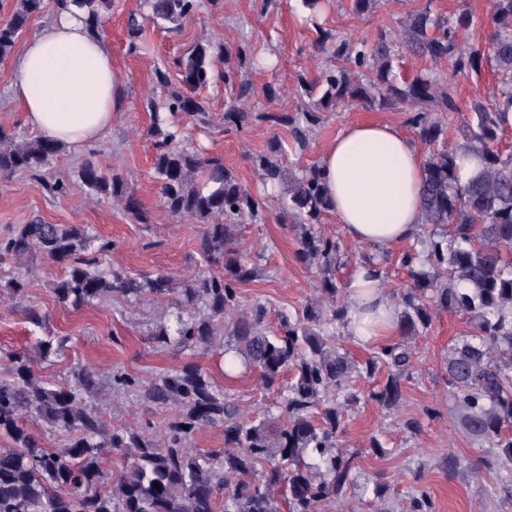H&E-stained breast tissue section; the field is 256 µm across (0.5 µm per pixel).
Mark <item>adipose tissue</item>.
Wrapping results in <instances>:
<instances>
[{"label":"adipose tissue","mask_w":512,"mask_h":512,"mask_svg":"<svg viewBox=\"0 0 512 512\" xmlns=\"http://www.w3.org/2000/svg\"><path fill=\"white\" fill-rule=\"evenodd\" d=\"M121 86L108 42L73 5L57 9L25 41L11 67V94L26 124L65 144H92L105 134ZM320 168L332 213L350 239L384 251L420 232L423 159L399 129L352 124L328 145ZM346 313L351 333L361 340L398 333L390 301L365 269L353 274Z\"/></svg>","instance_id":"obj_1"}]
</instances>
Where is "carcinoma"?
Masks as SVG:
<instances>
[{
	"instance_id": "cac0c4a2",
	"label": "carcinoma",
	"mask_w": 512,
	"mask_h": 512,
	"mask_svg": "<svg viewBox=\"0 0 512 512\" xmlns=\"http://www.w3.org/2000/svg\"><path fill=\"white\" fill-rule=\"evenodd\" d=\"M85 9L97 32H105L109 0H71ZM432 0L407 12L400 22L399 40L385 36L372 45L341 39L319 29L314 54H330L349 62L326 69L312 81L297 78L303 93L322 96L292 128L294 142L303 147L319 112L341 103L371 105L400 100L430 104L439 117L418 112L411 117L421 140L432 147L424 160L421 199L424 232L402 258L410 282L397 291L401 339L382 345L358 366L335 346L333 325L348 324L346 309L337 304L339 245L312 227L331 211V202L313 164L289 177L288 208L283 215L303 228L299 251L320 270V288L331 300L322 312L305 307L302 315L281 317L278 330L265 331V307L250 315L241 309L239 285L258 277L257 267L235 246V234L246 220L260 217L262 200L224 166L221 156H208L188 147H174L182 129L169 121L181 112L200 124L210 121L195 90L213 79L212 46L196 45L177 62L181 83L166 85L169 113L153 112L156 143L152 169L163 208L173 217L188 216L201 223L198 247L202 257L222 264L224 272L201 275L177 286L165 272L130 277L103 261L110 241L78 224H20L0 237V263L26 256L61 266L53 283L58 303L79 310L107 296L134 302L144 296L170 299L174 308L167 322L151 332L159 348H208L215 326L227 321V341L221 354L228 376L258 374L267 389L280 392L282 420L275 429L266 422H243L235 403L210 374L193 365L166 372L145 387L139 377L118 370L114 382L141 390L159 406L174 404L180 413L167 421L163 439L145 429L108 428L89 399L94 374L76 369L71 378L51 382L42 378L37 361L62 356L69 337L53 334L38 343L39 360L26 350H1L0 512H280L274 488L286 491L288 512H325L351 491H372L385 497L384 478L373 486L360 481L356 455L343 454L337 441L343 433L340 405L357 403L362 393L351 385L353 375L370 377L386 370L385 381L368 398L386 409L404 400L411 377L413 351L405 337L431 326L432 311L459 313L471 331L448 352L450 399L460 426L485 449L484 468L495 469L502 459L512 463V155L502 154L498 141L508 127L504 101L512 102V0H493L485 47L459 46L461 31L472 25L464 9L450 22L433 13ZM45 0H15L8 20L0 23V61L8 59L30 19ZM152 14L179 25L193 16L196 0H144ZM434 63L448 61L454 71L478 70L483 60L495 63L497 88L489 105H478L467 142L444 146L448 124L459 112L447 89L430 75L417 74L398 86L392 74L394 45ZM224 120L238 129L251 115L229 104ZM64 145L41 135L20 141L0 130V177L18 173L40 175ZM476 153L478 171L466 174L460 155ZM264 187H275L282 175L277 160L256 159ZM78 177L99 198L117 200L136 222L149 223L139 198L125 180L101 160H87ZM292 372L290 381L283 380ZM38 421L67 435L58 448H46L29 433ZM224 430V447L200 451L190 447L206 428ZM116 459V476L105 479L103 451ZM409 512H430L428 491L409 497Z\"/></svg>"
}]
</instances>
